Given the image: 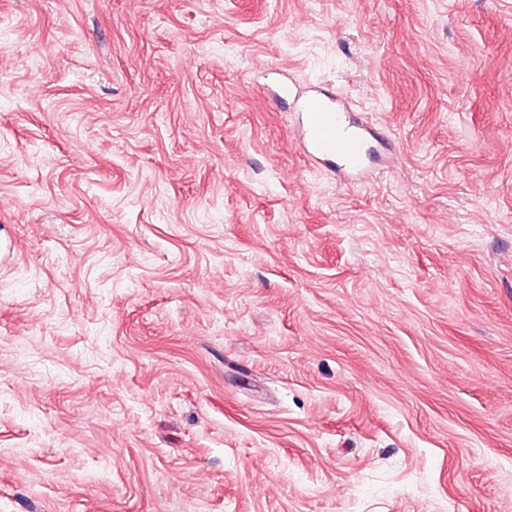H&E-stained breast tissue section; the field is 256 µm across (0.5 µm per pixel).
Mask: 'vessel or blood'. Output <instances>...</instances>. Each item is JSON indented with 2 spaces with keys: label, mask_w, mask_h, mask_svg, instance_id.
<instances>
[{
  "label": "vessel or blood",
  "mask_w": 512,
  "mask_h": 512,
  "mask_svg": "<svg viewBox=\"0 0 512 512\" xmlns=\"http://www.w3.org/2000/svg\"><path fill=\"white\" fill-rule=\"evenodd\" d=\"M273 102L279 107L298 103L302 116L300 145L308 155L326 158L340 176L365 172L376 132L352 118L344 97L322 92L302 97L292 84L285 83Z\"/></svg>",
  "instance_id": "obj_1"
}]
</instances>
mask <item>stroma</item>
I'll list each match as a JSON object with an SVG mask.
<instances>
[{"label": "stroma", "mask_w": 512, "mask_h": 512, "mask_svg": "<svg viewBox=\"0 0 512 512\" xmlns=\"http://www.w3.org/2000/svg\"><path fill=\"white\" fill-rule=\"evenodd\" d=\"M1 242L0 512H512V0H0ZM272 101L278 107H287L290 101L299 104V144L308 155L326 158L339 176L365 172L372 140L378 139L374 129L358 118L350 119L352 113L344 97L322 92L302 97L292 84L284 83Z\"/></svg>", "instance_id": "1"}]
</instances>
